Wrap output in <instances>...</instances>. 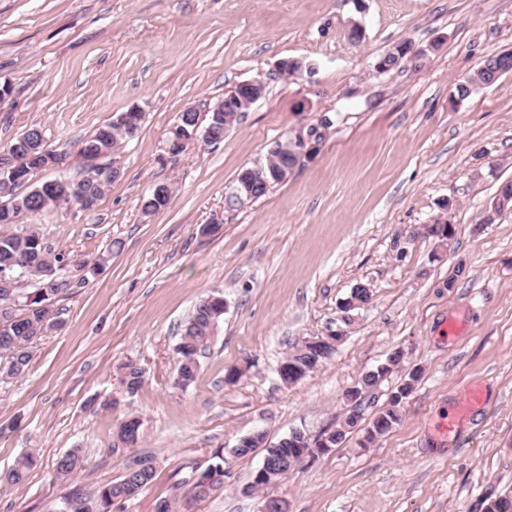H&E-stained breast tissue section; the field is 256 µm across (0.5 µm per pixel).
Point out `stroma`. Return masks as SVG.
Here are the masks:
<instances>
[{
    "instance_id": "stroma-1",
    "label": "stroma",
    "mask_w": 512,
    "mask_h": 512,
    "mask_svg": "<svg viewBox=\"0 0 512 512\" xmlns=\"http://www.w3.org/2000/svg\"><path fill=\"white\" fill-rule=\"evenodd\" d=\"M363 23V41L347 38ZM405 41L417 64L387 73L378 60ZM512 49V0H0V151L30 127L75 176L78 143L113 114L139 105L144 121L121 157L122 173L95 213L71 207L32 216L69 254L77 286L55 301L62 329L34 347L28 369L0 383V512H55L68 487L55 460L78 450L82 483L120 479L153 458L155 482L112 512H155L159 499L191 512H485L512 496V211L481 217L512 180V72L465 99L456 86ZM298 60L304 72L279 65ZM266 91L217 145L163 147L179 114L205 110L236 84ZM330 118L319 152L285 184L231 208L239 169L303 123ZM158 183L174 194L158 213L141 197ZM223 221L215 235L199 228ZM451 223L438 245L429 225ZM111 250L106 269L83 262ZM363 282L373 296L335 354L292 385L277 368L290 345L339 321L340 302ZM223 297L224 319L189 387L175 384L176 345L200 298ZM402 359L373 392V415L413 369L421 379L401 420L370 447L361 431L277 484L242 489L262 453L234 456L240 439L338 426L346 393L393 351ZM144 376L132 396L122 367ZM240 373L227 383L229 369ZM483 400L457 408L470 388ZM119 399L115 409L89 399ZM456 414L454 432L434 427ZM127 416L142 438L114 449ZM40 462L27 482L4 474L27 451ZM224 456V487L193 501L197 476Z\"/></svg>"
}]
</instances>
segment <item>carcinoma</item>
Returning <instances> with one entry per match:
<instances>
[{"label": "carcinoma", "instance_id": "carcinoma-1", "mask_svg": "<svg viewBox=\"0 0 512 512\" xmlns=\"http://www.w3.org/2000/svg\"><path fill=\"white\" fill-rule=\"evenodd\" d=\"M512 71V64L501 67L484 60L482 66L456 87L457 98L464 99L474 90L495 83L500 76ZM126 143L124 131L110 121L84 138L80 146H90L101 152L104 157L112 158V150ZM297 146L289 140L276 143L261 159V164L267 173H274L286 166L296 165ZM31 165L26 161V149L23 145H12L0 155V179L14 183V195L9 202V208H0V273L15 278L10 288H0V377H15L28 369L32 359V348L49 328L61 325L58 311L54 309L53 301L61 296L70 294L76 284L69 275L70 257L63 251H54L47 243L40 228H28L13 231L12 226L18 223L23 215L39 214L70 206V201H78L79 192L88 191L96 199L101 200L107 184L98 179L84 181L79 184V191H72L71 180L59 178L52 180L53 187L43 191H34V186L28 184ZM71 192V199H62L61 190ZM170 202V197H156L148 194L141 201V209L151 215L164 210ZM52 258L56 262L57 271L55 282L47 289L42 287L41 277L30 270L31 263L39 265L45 259ZM33 280L35 289L27 294L21 293L24 280ZM372 300V291L363 284L357 283L350 289L349 295L343 299L340 309L352 312L363 308ZM224 317V303L214 301L206 304L202 299L183 326L177 353L180 360L177 368L175 383L187 388L193 384L200 373L199 356L210 344L219 323ZM325 345L309 340L297 345L284 358L279 366L278 374L286 384H293L313 372L331 354L324 353ZM402 358L400 351L389 355L386 364L361 377L358 385L347 393L348 400L353 404L336 429L324 434L317 440L309 438L306 432L295 430L287 437L273 445H266L265 435L257 432L239 441L234 454L245 457L256 449L265 448V455L270 457L279 470L266 479H252L247 490L258 492L284 478L292 469L293 463L305 451H318L322 454L344 443L347 436L353 433L363 420L367 407L368 395L391 370L399 364ZM124 385L127 391L135 393L143 384V373L137 366L125 364ZM421 378V371L415 370L408 374L388 397V405L376 412L367 427L363 428V440L360 446L368 447L378 438L388 434L400 421L399 408L405 403ZM142 422L135 417H128L117 427L116 437L127 438L131 445L137 444L141 438ZM140 470L126 472L118 482L87 491L76 485L65 495L68 507L65 512H111L116 502L130 499L148 488L155 480L156 469L151 460L141 459ZM35 465V457L28 452L19 457L4 481L11 485H21L27 481L30 471ZM83 468L82 457L75 450L69 451L57 459L55 471L60 478H73Z\"/></svg>", "mask_w": 512, "mask_h": 512}]
</instances>
